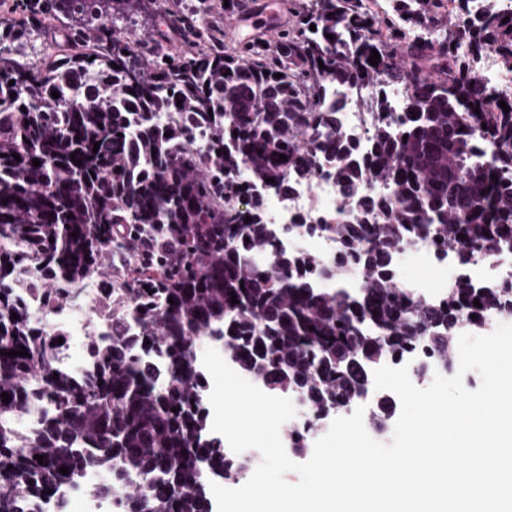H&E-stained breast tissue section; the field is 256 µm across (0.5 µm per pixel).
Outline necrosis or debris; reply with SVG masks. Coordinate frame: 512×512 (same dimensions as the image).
Listing matches in <instances>:
<instances>
[{
    "instance_id": "1",
    "label": "necrosis or debris",
    "mask_w": 512,
    "mask_h": 512,
    "mask_svg": "<svg viewBox=\"0 0 512 512\" xmlns=\"http://www.w3.org/2000/svg\"><path fill=\"white\" fill-rule=\"evenodd\" d=\"M472 75L489 90V107H498L502 102L512 106V69L502 63L493 49H483L476 56ZM329 95L336 104L342 127L363 158L368 155L370 145L369 105L383 98L392 113H400L405 90L402 85L391 83H339L330 87ZM334 166L333 158L319 154L318 168L310 180L297 184L286 199L266 194L264 207L267 222L286 230L281 240L283 248L310 255L328 268L343 262L334 229L353 218L333 176ZM409 264L427 269L428 277L407 275L405 267ZM462 273L479 282L511 285L512 247L503 246L485 255L462 252L445 255L432 241L411 240L392 263L396 287L430 304L447 298L449 288ZM120 307V300H109L100 282L91 279L77 297L45 316V328L62 339L55 352L56 367L76 375L84 373L89 366V338L109 333L112 313ZM108 477V469L87 470L79 484L67 488L66 493L81 501L83 512H119L128 495L127 486L113 485L112 500L108 503L97 495L98 487Z\"/></svg>"
}]
</instances>
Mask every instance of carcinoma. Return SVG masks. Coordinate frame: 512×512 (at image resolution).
Returning a JSON list of instances; mask_svg holds the SVG:
<instances>
[{"label":"carcinoma","instance_id":"obj_1","mask_svg":"<svg viewBox=\"0 0 512 512\" xmlns=\"http://www.w3.org/2000/svg\"><path fill=\"white\" fill-rule=\"evenodd\" d=\"M47 2L70 23L60 53L39 66L10 46L37 17L0 21V394L11 397L0 401V512H39L48 490L95 465L112 475L101 496L129 484L123 512H212L203 472L243 478L252 464L228 458L208 432L206 380L192 360L198 336L222 341L272 393L299 394L312 431L359 402L369 370L389 357L425 347L431 363L453 370V335L474 299L480 328L512 316V288L460 276L431 307L391 279L408 240L431 238L452 253L512 239V107L487 109V89L471 77L485 47L512 68V16L497 0H483L473 24L461 22L470 0H395L406 23L437 25L435 41L408 35L368 0H281L293 23L274 40L227 47L211 0ZM176 5L193 45L161 46L148 62L105 23ZM365 80L406 89L398 134L388 102H376L366 167L327 97L336 82ZM169 112L181 121L162 124ZM314 130L325 131L345 204L365 218L382 213L379 224L336 225L363 278L354 294L320 287L317 261L279 247L264 218V192L286 197L314 175L315 154L301 148ZM478 137L494 146L496 165L477 160ZM367 178L393 196L365 197ZM94 274L125 286L127 313L90 340L91 370L76 377L55 366L56 338L20 288L27 281L45 315ZM23 348L24 357L6 356ZM154 355L168 364L160 386ZM33 376L36 393L26 387ZM36 399L49 412L21 437L13 421ZM380 407L371 417L379 431L394 414L390 397Z\"/></svg>","mask_w":512,"mask_h":512}]
</instances>
